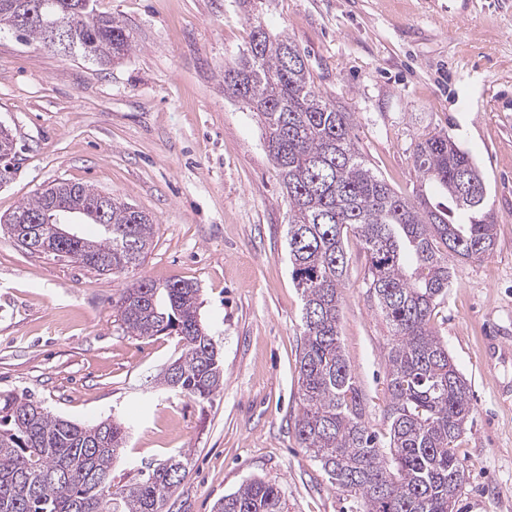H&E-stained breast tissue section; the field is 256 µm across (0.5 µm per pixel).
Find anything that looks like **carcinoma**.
<instances>
[{"label":"carcinoma","mask_w":512,"mask_h":512,"mask_svg":"<svg viewBox=\"0 0 512 512\" xmlns=\"http://www.w3.org/2000/svg\"><path fill=\"white\" fill-rule=\"evenodd\" d=\"M70 14L77 53L101 66L126 55L132 35L93 0H57ZM258 50L224 65V90L238 85L264 130L265 147L288 197V256L301 291L303 343L297 359L302 413L300 447L352 498L355 512H454L465 482L455 448L471 414L470 389L430 326L448 293V254H490L497 225L486 211V189L472 157L445 133L417 142L414 164L436 187L412 201L375 175L352 135L351 115L309 81L306 62L287 34L250 19ZM76 210L99 196L88 185L56 182L8 218L43 211L47 195ZM100 238L63 245L49 224L39 230L43 253L99 274L127 275L153 245L150 216L112 199ZM368 258L366 287L391 328L385 365L389 401L386 445L362 421L360 393L339 341L338 321L348 264L344 236ZM199 288L183 279L138 278L115 310L124 332L176 334L183 343L175 368L156 383L207 401L224 386L219 351L199 319ZM126 427L110 418L78 424L51 415L28 394L0 392V512H163L184 478L185 451L115 481L112 468ZM216 512H287L279 486L252 479L216 504Z\"/></svg>","instance_id":"cac0c4a2"}]
</instances>
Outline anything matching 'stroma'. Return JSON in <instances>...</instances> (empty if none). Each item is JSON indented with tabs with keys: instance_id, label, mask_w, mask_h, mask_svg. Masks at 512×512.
<instances>
[{
	"instance_id": "obj_1",
	"label": "stroma",
	"mask_w": 512,
	"mask_h": 512,
	"mask_svg": "<svg viewBox=\"0 0 512 512\" xmlns=\"http://www.w3.org/2000/svg\"><path fill=\"white\" fill-rule=\"evenodd\" d=\"M123 21L124 57L100 66L0 30V126L17 142L0 216L68 180L143 210L154 246L135 274L98 275L31 254L0 229V390L52 413L130 425L121 468L190 452L165 512H214L254 478L288 512H350L352 501L299 447L296 361L302 297L288 261V202L255 115L224 91L247 56L249 19L284 32L309 78L352 115L368 166L397 193L420 184L414 147L448 133L477 162L497 225L492 253L449 257L431 324L470 385L455 512H512V0H95ZM339 337L362 419L386 438L390 328L365 282L356 240ZM199 288L224 363L210 401L160 389L175 335L131 336L113 307L135 277Z\"/></svg>"
}]
</instances>
